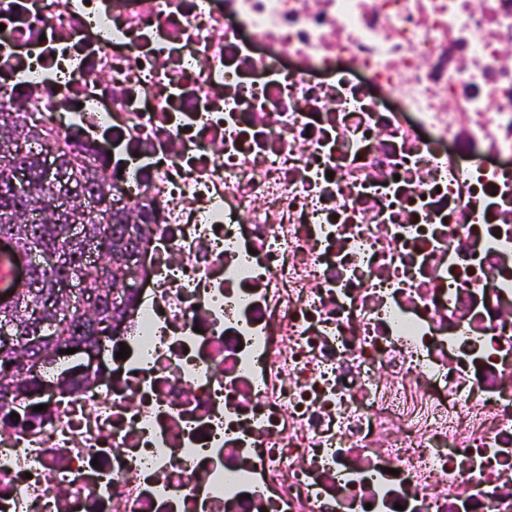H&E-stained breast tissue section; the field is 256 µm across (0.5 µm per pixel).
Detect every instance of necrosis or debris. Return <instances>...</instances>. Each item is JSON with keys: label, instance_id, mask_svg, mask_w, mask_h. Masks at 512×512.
Instances as JSON below:
<instances>
[{"label": "necrosis or debris", "instance_id": "4bbe7bcc", "mask_svg": "<svg viewBox=\"0 0 512 512\" xmlns=\"http://www.w3.org/2000/svg\"><path fill=\"white\" fill-rule=\"evenodd\" d=\"M0 23V112L154 214L131 317L0 402V512H512V0Z\"/></svg>", "mask_w": 512, "mask_h": 512}]
</instances>
